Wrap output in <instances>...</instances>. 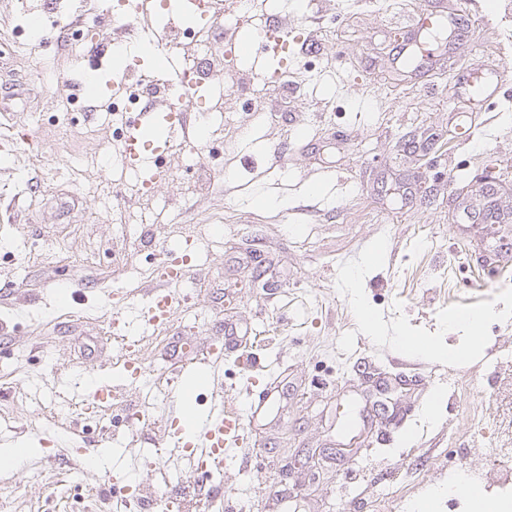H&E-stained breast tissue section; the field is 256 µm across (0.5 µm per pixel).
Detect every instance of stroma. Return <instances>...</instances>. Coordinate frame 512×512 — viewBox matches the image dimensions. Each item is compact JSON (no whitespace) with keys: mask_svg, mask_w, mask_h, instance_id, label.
<instances>
[{"mask_svg":"<svg viewBox=\"0 0 512 512\" xmlns=\"http://www.w3.org/2000/svg\"><path fill=\"white\" fill-rule=\"evenodd\" d=\"M17 2L0 0V448L26 441L36 453L0 468L8 512H113L101 470L69 466L107 452L147 488L139 512H167L164 495L195 474L164 480L137 458L172 465L156 444L174 375L214 345L225 403L263 406L245 430L250 468L230 456L214 476L242 512H385L482 464L478 445L502 431L488 399L496 353L512 349L493 314L512 318V250H500L512 241V80L501 77L512 0H442L447 14L466 11L472 49L429 42L423 66L401 62L418 0H277L296 36L287 78L264 84L258 52L217 72L209 93L224 125L213 142L200 127V157L173 169L194 191L156 182L157 217L125 230L115 206L140 203L105 92L126 59L173 76L179 62L136 42L75 53L46 22L33 45ZM476 76L481 98L468 92ZM22 129L40 151L12 139ZM186 233L204 243L185 297L168 325L142 332L148 270ZM117 291L124 336L141 339L146 375L133 386L120 383ZM478 309L492 316L473 334L459 317ZM405 336L480 352L437 359L403 349ZM92 374L121 389L88 411L79 393ZM133 408L135 429L123 422Z\"/></svg>","mask_w":512,"mask_h":512,"instance_id":"35a3bbf8","label":"stroma"}]
</instances>
